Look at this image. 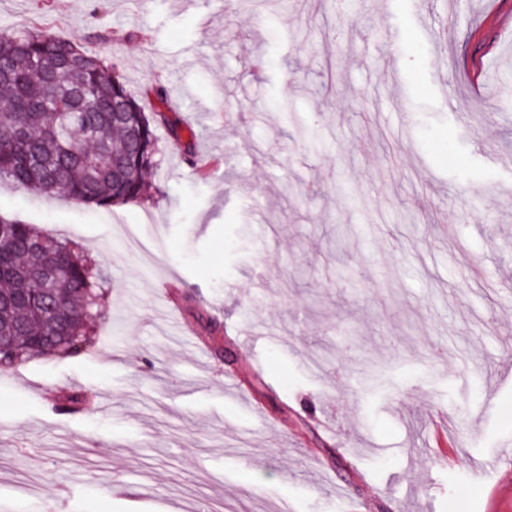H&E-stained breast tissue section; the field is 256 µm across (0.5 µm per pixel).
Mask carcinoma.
<instances>
[{"label":"carcinoma","mask_w":512,"mask_h":512,"mask_svg":"<svg viewBox=\"0 0 512 512\" xmlns=\"http://www.w3.org/2000/svg\"><path fill=\"white\" fill-rule=\"evenodd\" d=\"M0 71V179L98 208L143 198L144 174L156 166L155 122L113 66L75 40L29 28L0 35ZM53 267L61 284L53 302L28 301ZM97 287L90 261L67 243L0 215V334L16 344L5 366L83 352Z\"/></svg>","instance_id":"carcinoma-1"}]
</instances>
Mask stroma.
<instances>
[{
	"label": "stroma",
	"mask_w": 512,
	"mask_h": 512,
	"mask_svg": "<svg viewBox=\"0 0 512 512\" xmlns=\"http://www.w3.org/2000/svg\"><path fill=\"white\" fill-rule=\"evenodd\" d=\"M24 28L194 139L157 122L137 203L0 181L102 277L86 353L0 371V512H512V0H0Z\"/></svg>",
	"instance_id": "35a3bbf8"
}]
</instances>
